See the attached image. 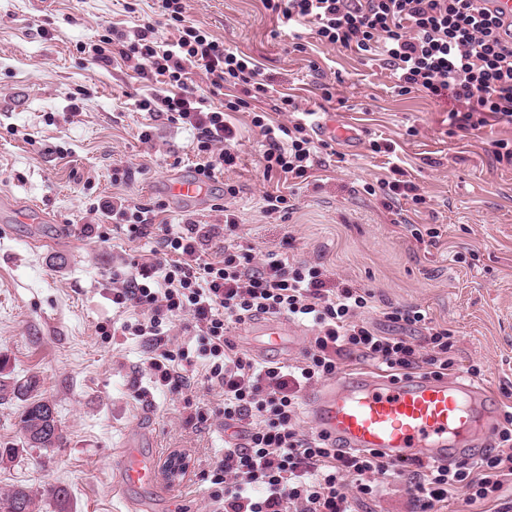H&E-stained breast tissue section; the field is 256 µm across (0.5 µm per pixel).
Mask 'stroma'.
I'll list each match as a JSON object with an SVG mask.
<instances>
[{
    "label": "stroma",
    "mask_w": 512,
    "mask_h": 512,
    "mask_svg": "<svg viewBox=\"0 0 512 512\" xmlns=\"http://www.w3.org/2000/svg\"><path fill=\"white\" fill-rule=\"evenodd\" d=\"M124 3L0 0V197L46 215L24 222L0 211L9 227L0 233V358L11 377H36L64 434L61 447H29L19 427L23 401H0V448L19 451L0 462V493L29 488L37 512H130L115 488V464L127 441L143 438L160 460L190 457L184 480L155 512H208L201 474L224 452V427L215 418L195 427L184 419L189 405H216L219 394L198 383L134 400L135 387L149 384L144 344L112 336L110 277L121 260L149 257L151 245L113 233L111 214L96 209L101 202H161V222L220 224L215 207L225 185H235L237 232L257 256L320 262L333 282L368 289L375 305L368 318L386 333L394 327L384 309L420 307L452 332L455 375L480 366L497 407L511 403L512 165L496 162L492 143L512 140V125L451 130V99L399 95L381 61L319 44L304 26L289 31L261 0H184L187 21L260 62L275 89L296 95L310 123L332 112L364 130L357 146L332 142L298 187L264 175L262 138L249 113H233L238 162L207 184V206L195 210L163 186L172 173L194 172L193 130L137 109L149 83L127 63L98 67L79 51L109 25H133ZM297 38L304 51L293 49ZM323 83L332 100L322 99ZM147 125L146 143L139 134ZM375 140L394 142L395 158L373 153ZM394 164L422 188L424 204L404 200L389 210L382 195L364 192ZM116 169L129 178L113 182ZM268 193L290 196L288 219L266 214ZM86 224L97 225V235H82ZM416 227L440 236L419 242ZM52 485L67 489L66 504L44 497Z\"/></svg>",
    "instance_id": "obj_1"
}]
</instances>
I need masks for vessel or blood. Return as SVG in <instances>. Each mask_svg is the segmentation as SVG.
Returning a JSON list of instances; mask_svg holds the SVG:
<instances>
[{"instance_id":"b4317fda","label":"vessel or blood","mask_w":512,"mask_h":512,"mask_svg":"<svg viewBox=\"0 0 512 512\" xmlns=\"http://www.w3.org/2000/svg\"><path fill=\"white\" fill-rule=\"evenodd\" d=\"M320 137L359 143L363 131L334 114L316 125ZM170 193L188 202L204 198L200 183L179 174L167 182ZM258 353L290 349L294 330L282 319L257 317L243 331ZM305 412L316 433L330 435L344 447L375 449L391 459L422 458L452 462L479 455L489 447L499 419L483 385L458 378L409 376L398 380L360 374L324 384L310 393ZM122 486L160 491V464L136 444H126L118 458Z\"/></svg>"}]
</instances>
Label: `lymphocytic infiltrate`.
I'll return each instance as SVG.
<instances>
[{
  "label": "lymphocytic infiltrate",
  "mask_w": 512,
  "mask_h": 512,
  "mask_svg": "<svg viewBox=\"0 0 512 512\" xmlns=\"http://www.w3.org/2000/svg\"><path fill=\"white\" fill-rule=\"evenodd\" d=\"M161 16L175 27L174 42L161 40L149 19L120 32L107 29L82 51L97 65L133 63L153 91L137 103L140 111L166 115L195 132V173L201 182L235 165L237 133L231 112L251 111V123L264 139L265 174L307 181L316 145L294 98L279 96L274 109L291 113L273 122L252 112L253 101L272 87L255 60L224 46L204 28L186 22L183 0H156ZM491 0H263L283 23L312 25L324 45L359 54H380L393 70L399 95L421 92L456 103L451 127L462 131L486 126L488 118L512 124V24L504 25ZM204 74L208 89L189 82L190 69ZM223 104H214L216 96ZM236 186L224 187L218 210L223 224L189 220L158 224L163 204L113 206L118 228L132 241L158 238L152 260H131L112 274V304L123 316L113 332L148 344L145 369L150 388H135L136 400L150 392L175 394L191 385L194 374L220 391L213 408H196L185 422L221 420L230 429L244 423L243 442L228 439L210 471L211 512H354V502L377 496L388 480L411 476L414 512H441L456 490L471 502L494 503L512 481V411L505 412L494 448L456 463L395 461L381 452H346L326 437L297 426L300 391L336 376L344 355L374 361L391 377L416 370L440 378L455 365L447 329L432 325L417 307L385 309L387 321L422 325L414 342L385 336L363 318L373 295L363 288H332L324 266L288 261L273 254L257 259L252 247L233 243L238 229L231 202ZM228 243L211 256L216 236ZM260 315L312 324L316 334L301 361H260L238 350L230 325ZM190 320L194 339L173 343L177 322Z\"/></svg>",
  "instance_id": "obj_1"
}]
</instances>
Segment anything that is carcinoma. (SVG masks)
<instances>
[{
	"label": "carcinoma",
	"mask_w": 512,
	"mask_h": 512,
	"mask_svg": "<svg viewBox=\"0 0 512 512\" xmlns=\"http://www.w3.org/2000/svg\"><path fill=\"white\" fill-rule=\"evenodd\" d=\"M37 380L30 378L23 382L0 380V399L10 396L28 400L20 416L21 431L29 434V445L37 448H51L63 443V430L57 419H49L51 407L43 399L33 395ZM34 496L26 487L17 486L0 494V512H35Z\"/></svg>",
	"instance_id": "obj_1"
}]
</instances>
